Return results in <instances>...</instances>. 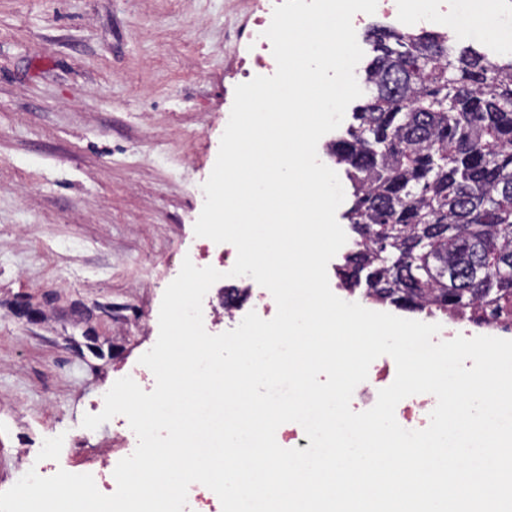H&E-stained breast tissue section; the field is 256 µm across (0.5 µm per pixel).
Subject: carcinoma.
<instances>
[{
    "label": "carcinoma",
    "instance_id": "1",
    "mask_svg": "<svg viewBox=\"0 0 512 512\" xmlns=\"http://www.w3.org/2000/svg\"><path fill=\"white\" fill-rule=\"evenodd\" d=\"M368 38L358 125L328 147L358 235L337 274L397 309L494 322L512 311V60L440 33Z\"/></svg>",
    "mask_w": 512,
    "mask_h": 512
}]
</instances>
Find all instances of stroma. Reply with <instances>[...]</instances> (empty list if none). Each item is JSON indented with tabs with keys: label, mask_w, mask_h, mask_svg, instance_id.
Wrapping results in <instances>:
<instances>
[{
	"label": "stroma",
	"mask_w": 512,
	"mask_h": 512,
	"mask_svg": "<svg viewBox=\"0 0 512 512\" xmlns=\"http://www.w3.org/2000/svg\"><path fill=\"white\" fill-rule=\"evenodd\" d=\"M255 0H0V492L89 430L159 335L238 84Z\"/></svg>",
	"instance_id": "obj_1"
}]
</instances>
